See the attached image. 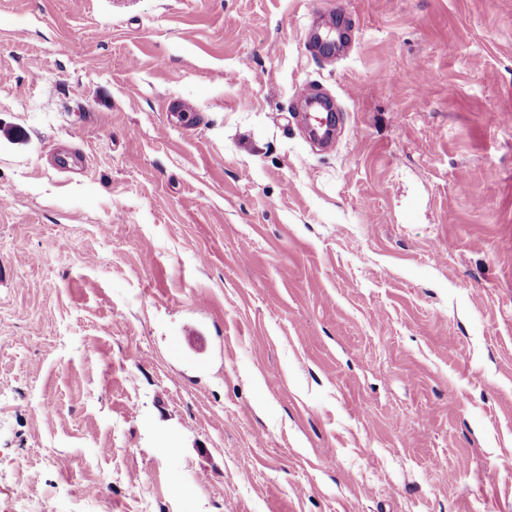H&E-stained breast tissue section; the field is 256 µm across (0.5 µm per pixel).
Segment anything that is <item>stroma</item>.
<instances>
[{"label": "stroma", "mask_w": 512, "mask_h": 512, "mask_svg": "<svg viewBox=\"0 0 512 512\" xmlns=\"http://www.w3.org/2000/svg\"><path fill=\"white\" fill-rule=\"evenodd\" d=\"M337 1L0 0V512H512V0ZM300 97L305 101L308 112L301 114V119L304 124L308 127H315L320 129L322 133V139L325 142H331L334 137L335 125L329 116L322 112L326 101L317 93L311 92L307 88H302L299 91ZM319 112V113H311Z\"/></svg>", "instance_id": "stroma-1"}]
</instances>
